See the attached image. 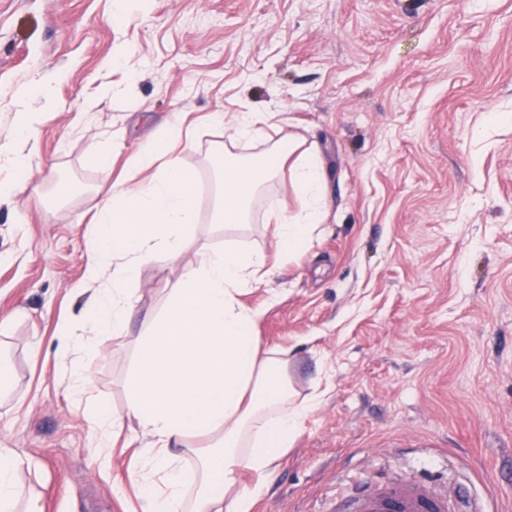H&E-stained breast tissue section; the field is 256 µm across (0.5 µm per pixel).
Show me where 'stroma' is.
<instances>
[{
    "instance_id": "stroma-1",
    "label": "stroma",
    "mask_w": 512,
    "mask_h": 512,
    "mask_svg": "<svg viewBox=\"0 0 512 512\" xmlns=\"http://www.w3.org/2000/svg\"><path fill=\"white\" fill-rule=\"evenodd\" d=\"M47 77L48 104L25 92ZM22 110L39 122L35 172L0 201V447L34 461L20 482L43 512H140L139 444L90 432L58 329L94 293L103 174L130 178L174 111L193 125L200 246L143 268L128 334L94 342L86 404L124 414L143 321L200 248L244 247L275 269L239 297L257 336L286 352L296 400L319 396L253 512H321L386 472L512 512V0H0V146ZM240 111L274 126L240 139ZM288 137L317 146L325 179L294 261L267 219L295 202L289 171L249 224L211 222L217 161ZM48 174L70 187L52 209Z\"/></svg>"
}]
</instances>
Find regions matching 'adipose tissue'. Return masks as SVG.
Here are the masks:
<instances>
[{"instance_id":"1","label":"adipose tissue","mask_w":512,"mask_h":512,"mask_svg":"<svg viewBox=\"0 0 512 512\" xmlns=\"http://www.w3.org/2000/svg\"><path fill=\"white\" fill-rule=\"evenodd\" d=\"M192 146L184 114L174 113L129 159L131 170L148 171L147 179L100 182L87 243L86 278L95 290L81 317L92 336L123 335L134 309L129 283L145 265L177 261L196 245L195 174L182 162ZM286 165L296 206L273 210L271 217L278 249L292 260L308 247L324 215L316 154L298 151L294 140H279L262 158L242 154L225 161L212 221L228 228L245 224L252 198ZM201 255L137 340L124 381V416L85 411L98 434L124 418L144 438L130 474L142 512H252L317 402L313 396L294 401L283 352L261 348L255 334L260 313L238 299L270 276L264 255L243 248ZM176 446L197 455L199 468L179 464ZM26 463L16 449L0 448V512H40L18 479ZM244 471L256 475L253 485H240Z\"/></svg>"}]
</instances>
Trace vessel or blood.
<instances>
[{"label":"vessel or blood","instance_id":"vessel-or-blood-1","mask_svg":"<svg viewBox=\"0 0 512 512\" xmlns=\"http://www.w3.org/2000/svg\"><path fill=\"white\" fill-rule=\"evenodd\" d=\"M336 508L338 512H477L465 495L451 497L429 481L407 478L357 485Z\"/></svg>","mask_w":512,"mask_h":512}]
</instances>
